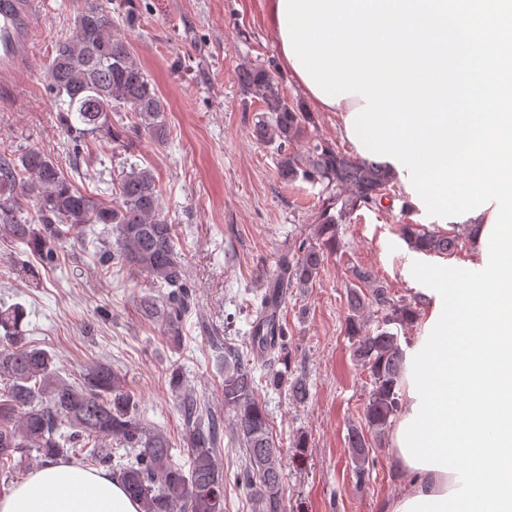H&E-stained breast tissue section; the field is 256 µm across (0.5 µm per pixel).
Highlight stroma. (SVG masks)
Returning a JSON list of instances; mask_svg holds the SVG:
<instances>
[{"label":"stroma","mask_w":512,"mask_h":512,"mask_svg":"<svg viewBox=\"0 0 512 512\" xmlns=\"http://www.w3.org/2000/svg\"><path fill=\"white\" fill-rule=\"evenodd\" d=\"M109 7L120 22L119 33L169 105V139L161 144L142 136L128 150L93 143L80 160L82 175L75 185L101 198L131 164L153 168L160 206L176 226L177 250L195 294L181 347L173 349L137 314L133 296L146 288V279L101 266L96 255L77 247L61 249L58 261L43 268L41 283L32 287L15 273L22 255L0 237V302L24 306L29 340L54 355L68 381H79L94 363L111 365L140 399L145 423L169 435L182 464L188 454L171 370L180 369L194 396L232 425L216 344L226 341L248 351L250 307L260 302L282 259L293 258L296 242L311 236L323 196L322 185L279 178L275 147L253 134L260 104L243 92L240 67L266 64L288 101L312 114L291 153L305 154L315 140L350 157L355 151L341 136L339 113L314 110L282 70L275 36L265 23V0H109ZM76 8L75 0H40L22 74L12 86L0 87V150L35 147L66 171L71 168L67 139L43 72ZM130 10L136 20L123 24ZM403 224L431 228L440 220L412 205L397 180L382 203L357 209L339 224L340 248L312 285L289 289L281 305L288 332L285 372L305 383L306 400L266 387V367L254 366L283 458L285 512H384L412 480L391 463L389 427L366 430L375 467L368 481L355 477L348 434L364 428L373 384L368 369L353 359L346 332L348 295L357 285L352 269H370L396 303L415 304V320L394 328L401 341L411 342L424 335L429 315L417 300L424 286L412 274L413 263L460 266L471 258L472 241L464 239L447 257H421L401 236Z\"/></svg>","instance_id":"obj_1"}]
</instances>
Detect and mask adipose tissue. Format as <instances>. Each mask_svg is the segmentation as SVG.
I'll return each instance as SVG.
<instances>
[{"mask_svg":"<svg viewBox=\"0 0 512 512\" xmlns=\"http://www.w3.org/2000/svg\"><path fill=\"white\" fill-rule=\"evenodd\" d=\"M393 465L412 471L415 479L403 497L389 502L385 512H405V501L418 496L445 495L455 489V473L411 468L400 446L392 448ZM0 512H140L120 484L106 471L73 462H49L7 497Z\"/></svg>","mask_w":512,"mask_h":512,"instance_id":"1","label":"adipose tissue"}]
</instances>
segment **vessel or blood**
Here are the masks:
<instances>
[{
	"label": "vessel or blood",
	"mask_w": 512,
	"mask_h": 512,
	"mask_svg": "<svg viewBox=\"0 0 512 512\" xmlns=\"http://www.w3.org/2000/svg\"><path fill=\"white\" fill-rule=\"evenodd\" d=\"M37 0H0V81L19 76L31 36Z\"/></svg>",
	"instance_id": "obj_1"
}]
</instances>
